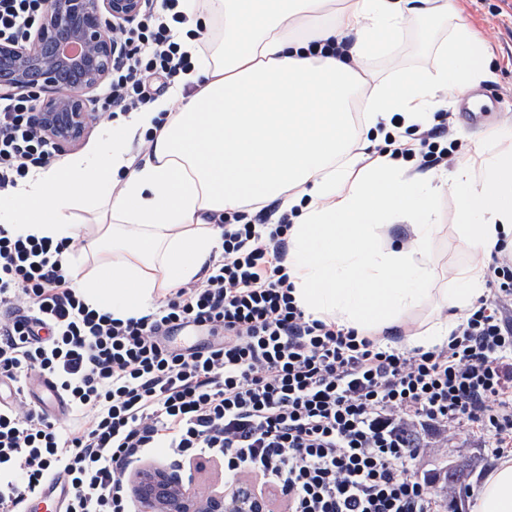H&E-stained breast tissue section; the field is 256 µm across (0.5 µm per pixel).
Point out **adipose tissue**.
<instances>
[{
  "label": "adipose tissue",
  "mask_w": 512,
  "mask_h": 512,
  "mask_svg": "<svg viewBox=\"0 0 512 512\" xmlns=\"http://www.w3.org/2000/svg\"><path fill=\"white\" fill-rule=\"evenodd\" d=\"M179 9L194 68L84 153L29 174L0 203V224L71 240L62 258L73 288L125 319L200 280L222 251L224 213L276 200L296 214L285 264L307 314L383 337L434 297L441 314L404 341L447 342L486 291V257L499 236L512 237V126L445 178L363 150L393 133L392 115L406 128L427 126L448 104L444 91L462 95L488 77V50L457 0H347L340 9L335 0H182ZM450 16L457 23L432 68L369 81L372 62L394 54L412 21ZM197 31L207 40H194ZM345 37L346 51H327ZM137 142L143 155L132 152ZM448 190L469 260L452 287L439 288L437 203ZM396 226L402 239L384 237ZM472 512H512V459L496 462Z\"/></svg>",
  "instance_id": "adipose-tissue-1"
}]
</instances>
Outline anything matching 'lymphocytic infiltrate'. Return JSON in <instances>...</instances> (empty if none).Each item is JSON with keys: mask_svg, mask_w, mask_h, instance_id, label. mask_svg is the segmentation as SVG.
I'll use <instances>...</instances> for the list:
<instances>
[{"mask_svg": "<svg viewBox=\"0 0 512 512\" xmlns=\"http://www.w3.org/2000/svg\"><path fill=\"white\" fill-rule=\"evenodd\" d=\"M46 0H0V42L38 26ZM178 0L120 31L126 50L103 89L109 120L155 101L193 67L176 37ZM32 96L0 90V196L60 151L33 122ZM266 212L224 217L205 280L119 319L71 286L64 242L0 226V377L51 378L82 419L62 428L24 400L0 407V512H27L54 473L66 512H129V475L154 448L173 463L224 462L276 512H448L452 488L418 478L429 441L463 430L485 459L512 457V243L498 239L488 296L446 344L401 350L306 316ZM209 336L168 343L174 330Z\"/></svg>", "mask_w": 512, "mask_h": 512, "instance_id": "f902f5d3", "label": "lymphocytic infiltrate"}]
</instances>
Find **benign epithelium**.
<instances>
[{
	"instance_id": "7a95c632",
	"label": "benign epithelium",
	"mask_w": 512,
	"mask_h": 512,
	"mask_svg": "<svg viewBox=\"0 0 512 512\" xmlns=\"http://www.w3.org/2000/svg\"><path fill=\"white\" fill-rule=\"evenodd\" d=\"M146 0H47L43 19L22 43L0 45V86L39 100L35 123L57 145L83 140L96 112L88 93L112 75L118 25L133 20ZM140 512H271L265 493L249 483L206 494L177 470L146 464L130 475Z\"/></svg>"
}]
</instances>
